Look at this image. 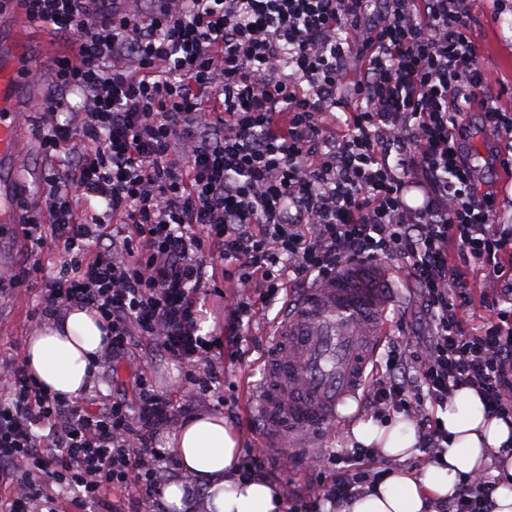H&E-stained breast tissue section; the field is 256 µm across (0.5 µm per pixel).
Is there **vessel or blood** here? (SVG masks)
Segmentation results:
<instances>
[{
	"label": "vessel or blood",
	"instance_id": "b4317fda",
	"mask_svg": "<svg viewBox=\"0 0 512 512\" xmlns=\"http://www.w3.org/2000/svg\"><path fill=\"white\" fill-rule=\"evenodd\" d=\"M19 0H0V239L22 221L24 109L40 102ZM392 272L350 267L303 290L270 327L263 377L248 388L265 447L315 448L344 421L341 407L360 400L362 371L385 338L394 301Z\"/></svg>",
	"mask_w": 512,
	"mask_h": 512
}]
</instances>
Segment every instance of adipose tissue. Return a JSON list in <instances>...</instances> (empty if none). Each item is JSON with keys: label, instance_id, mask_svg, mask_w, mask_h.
<instances>
[{"label": "adipose tissue", "instance_id": "adipose-tissue-1", "mask_svg": "<svg viewBox=\"0 0 512 512\" xmlns=\"http://www.w3.org/2000/svg\"><path fill=\"white\" fill-rule=\"evenodd\" d=\"M102 336L94 314L74 308L30 336L24 358L47 389L75 398L92 385ZM439 417L448 431V449L437 464L423 473L392 471L344 512H433L432 502L447 500L458 477L485 465L487 449L512 437V429L502 420L485 418L482 401L471 389L460 390ZM352 435L358 444L377 447L386 458L402 461L417 452L409 422L381 425L363 420ZM238 443L236 430L214 412L184 421L169 437L190 486L201 489L207 512H283V498L273 483L240 478Z\"/></svg>", "mask_w": 512, "mask_h": 512}]
</instances>
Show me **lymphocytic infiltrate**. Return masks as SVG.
Segmentation results:
<instances>
[{"mask_svg": "<svg viewBox=\"0 0 512 512\" xmlns=\"http://www.w3.org/2000/svg\"><path fill=\"white\" fill-rule=\"evenodd\" d=\"M126 2L95 17L86 0H24L71 52L39 106L44 203L19 231L27 251L65 260L7 280H42L37 323L93 311L100 361L133 365V394L71 399L25 360L0 363V512H91L115 490L134 507L158 501L178 461L157 436L223 384L222 342L287 276L308 285L381 257L405 264L423 331L365 373V407L415 421L431 460L448 441L433 412L461 389L512 425V225L462 149L468 105L508 139L512 114L481 68L473 0H158L150 13ZM351 56L359 77L341 119ZM210 266L229 285L220 337L203 333L198 307ZM475 301L489 313L478 326ZM141 348L191 370L184 402L154 387ZM376 455H323L297 512L349 504L380 480ZM495 490L488 472L469 474L448 512H493Z\"/></svg>", "mask_w": 512, "mask_h": 512, "instance_id": "lymphocytic-infiltrate-1", "label": "lymphocytic infiltrate"}]
</instances>
